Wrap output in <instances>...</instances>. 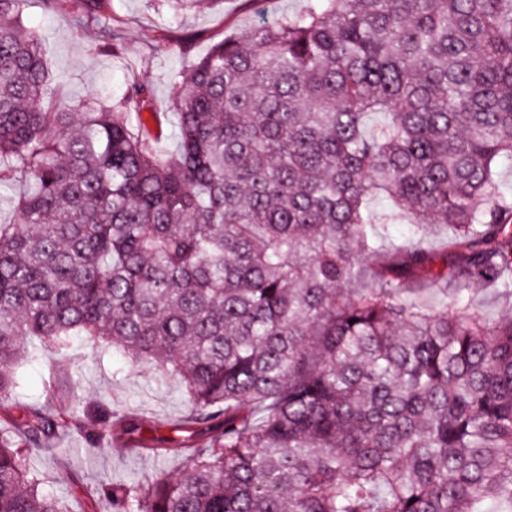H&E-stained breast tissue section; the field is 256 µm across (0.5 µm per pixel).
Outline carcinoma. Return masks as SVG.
<instances>
[{
  "label": "carcinoma",
  "instance_id": "carcinoma-1",
  "mask_svg": "<svg viewBox=\"0 0 512 512\" xmlns=\"http://www.w3.org/2000/svg\"><path fill=\"white\" fill-rule=\"evenodd\" d=\"M26 2L0 0V185L27 187L0 224V400L31 353L83 336L177 376L205 430L31 407L0 424V512H70L26 452L75 431L184 460L102 485L106 512H512V319L466 289L512 295V0H306L172 77L171 155L146 83L42 109ZM104 4L78 18L110 39ZM476 308L486 317L499 320L501 317H512V302L506 303L498 298L492 287L484 282L469 285Z\"/></svg>",
  "mask_w": 512,
  "mask_h": 512
}]
</instances>
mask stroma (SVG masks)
Returning <instances> with one entry per match:
<instances>
[{
  "mask_svg": "<svg viewBox=\"0 0 512 512\" xmlns=\"http://www.w3.org/2000/svg\"><path fill=\"white\" fill-rule=\"evenodd\" d=\"M304 6L305 0H220L199 9L175 0H107L118 29L112 48L101 42L95 24L74 20L68 0L52 9L43 0H28L23 17L43 36L57 101L91 99L113 105L128 84L148 83L154 91L150 109L160 115L151 128L171 152L176 148L170 112L173 72L199 60L221 40L263 22L280 21ZM55 368L60 371L57 401L76 391L89 407L136 413L162 436L171 435L172 424L189 415L178 379L157 387L150 369L126 365L110 346L93 349L80 342L68 361L49 348L23 361V386L0 406V414L17 417L23 408L43 403L44 382ZM83 445L80 436L64 437L55 441L53 450L29 458L44 488L65 500L71 512H101L103 504L94 490L103 479L138 483L160 475L176 478L184 471L177 457L158 458L120 445L100 455L84 451Z\"/></svg>",
  "mask_w": 512,
  "mask_h": 512,
  "instance_id": "35a3bbf8",
  "label": "stroma"
}]
</instances>
